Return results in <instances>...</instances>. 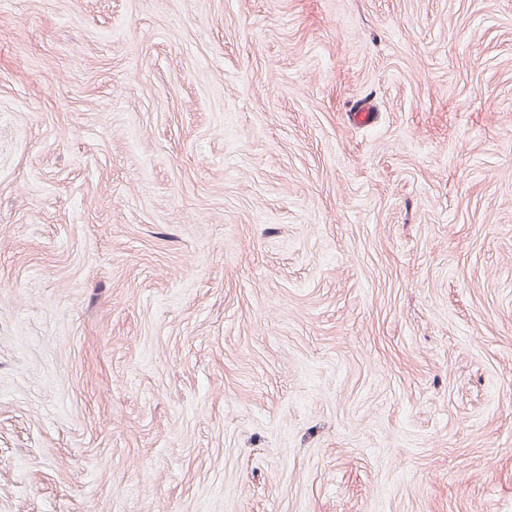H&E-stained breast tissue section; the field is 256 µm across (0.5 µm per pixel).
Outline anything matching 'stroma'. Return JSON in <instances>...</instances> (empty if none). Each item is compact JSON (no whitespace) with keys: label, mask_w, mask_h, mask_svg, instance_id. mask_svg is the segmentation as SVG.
Instances as JSON below:
<instances>
[{"label":"stroma","mask_w":512,"mask_h":512,"mask_svg":"<svg viewBox=\"0 0 512 512\" xmlns=\"http://www.w3.org/2000/svg\"><path fill=\"white\" fill-rule=\"evenodd\" d=\"M0 512H512V0H0Z\"/></svg>","instance_id":"stroma-1"}]
</instances>
